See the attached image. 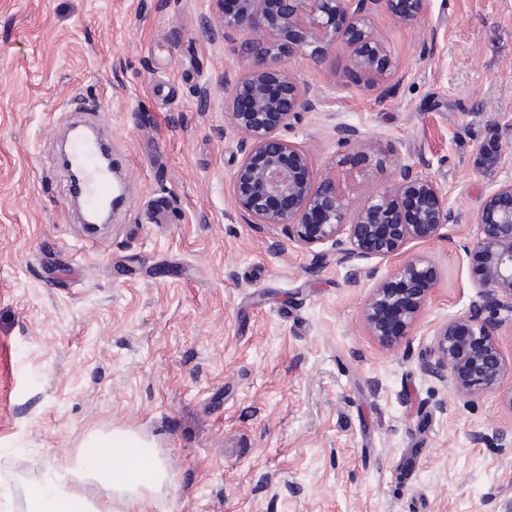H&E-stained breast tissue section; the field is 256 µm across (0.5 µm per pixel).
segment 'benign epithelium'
<instances>
[{"instance_id": "7a95c632", "label": "benign epithelium", "mask_w": 512, "mask_h": 512, "mask_svg": "<svg viewBox=\"0 0 512 512\" xmlns=\"http://www.w3.org/2000/svg\"><path fill=\"white\" fill-rule=\"evenodd\" d=\"M208 2L199 24L204 38L215 42L248 34L239 48L248 68L223 80L225 116L242 155L231 180L240 219L281 231L312 255L316 269L334 255L352 271L365 272L373 281L363 309L365 329L387 347L408 342L438 281L436 268L413 247L442 238L444 227L455 220L453 210L438 184L409 163L397 166L390 184L352 206L337 189L332 170H317L307 151L278 135L320 105L281 62L300 55L321 67L345 39L360 88L383 100L397 62L372 27L371 15L383 4L411 25L427 0H238V9L230 12L224 0ZM333 131L338 147L360 149L366 170L382 166L357 127L338 123ZM476 224L473 250L485 264L476 299L468 314L438 325L431 347L419 356L422 373L459 399L494 391L512 377V357L497 337L501 314L512 318L511 179L488 193ZM373 259L400 264L382 276L379 267L365 266ZM476 440L512 443V428L481 432Z\"/></svg>"}]
</instances>
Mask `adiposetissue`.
<instances>
[{
    "mask_svg": "<svg viewBox=\"0 0 512 512\" xmlns=\"http://www.w3.org/2000/svg\"><path fill=\"white\" fill-rule=\"evenodd\" d=\"M141 445L117 429L84 437L74 458L27 489L22 512H151L167 469L159 457H135Z\"/></svg>",
    "mask_w": 512,
    "mask_h": 512,
    "instance_id": "obj_1",
    "label": "adipose tissue"
}]
</instances>
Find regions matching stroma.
Instances as JSON below:
<instances>
[{
  "mask_svg": "<svg viewBox=\"0 0 512 512\" xmlns=\"http://www.w3.org/2000/svg\"><path fill=\"white\" fill-rule=\"evenodd\" d=\"M206 9L0 0V504H22L87 434L119 428L168 466L154 512H512V446L474 440L512 426V380L466 403L417 359L468 312L475 220L512 178V0H427L411 26L377 8L397 61L382 103L356 85L344 44L320 68L282 62L320 106L281 137L325 169L342 122L383 160L362 178L349 152L352 203L406 162L456 215L421 248L440 278L394 350L362 325L372 281L332 258L313 269L237 215L220 79L245 72L243 37L203 38ZM75 97L99 102L130 188L98 236L41 163Z\"/></svg>",
  "mask_w": 512,
  "mask_h": 512,
  "instance_id": "35a3bbf8",
  "label": "stroma"
}]
</instances>
